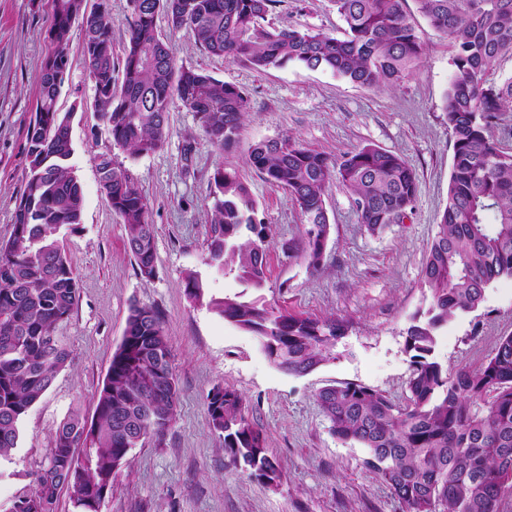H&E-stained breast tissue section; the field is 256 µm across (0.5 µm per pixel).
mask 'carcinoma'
<instances>
[{
	"mask_svg": "<svg viewBox=\"0 0 512 512\" xmlns=\"http://www.w3.org/2000/svg\"><path fill=\"white\" fill-rule=\"evenodd\" d=\"M280 0H140L129 14L121 57L114 56L109 12L86 9L85 0H53L34 124L27 134L28 175L11 237L0 243V458L18 447L19 424L65 367L67 349L49 343L72 313L78 283L58 243L60 228L81 223L84 199L69 166L73 154L70 114L57 107L69 63L73 17L83 19V55L99 113L112 142L131 158L160 149L174 101L198 118L203 137L222 150L237 143L248 112L247 94L192 67L177 65L156 31L165 12L208 53L256 69L299 63L329 71L365 88L391 87L412 74L425 49L410 22L408 0H332L345 22L344 37L314 30L273 27L267 15ZM417 12L447 34L454 66L444 96L452 142L448 200L429 245L422 288L425 320L410 326L405 349L411 374L404 402L366 386L341 383L316 393L330 431L343 443L366 449L364 466L386 484L403 512H500L512 495V334L499 338L477 367L448 373L434 358L437 330L448 319L479 308L491 281L512 278V149L494 139L502 113L512 110V76L499 82L490 70L512 56V0H414ZM100 185L125 228L138 274L156 269L150 207L123 163L96 157ZM248 162L264 179L290 194L302 215L300 236L288 240V256L318 269L331 225L324 192L337 181L353 197L359 223L379 233L407 217L418 191L412 167L401 155L365 146L341 158L290 140L249 148ZM214 203L205 264L235 279L251 295L214 302L224 319L259 338L277 369L304 375L336 360L344 326L288 312L266 302L269 226L238 171L218 167L210 178ZM190 298L208 284L190 271ZM178 389L172 350L161 314L135 306L112 355L95 416L74 411L56 431L37 491L11 512H55L68 486L77 512H98L129 451L160 437L176 418ZM210 428L224 454L249 476L278 485L279 462L262 431L244 410L241 395L217 387L208 395ZM85 453L87 461L71 468Z\"/></svg>",
	"mask_w": 512,
	"mask_h": 512,
	"instance_id": "cac0c4a2",
	"label": "carcinoma"
}]
</instances>
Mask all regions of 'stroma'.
Instances as JSON below:
<instances>
[{
	"mask_svg": "<svg viewBox=\"0 0 512 512\" xmlns=\"http://www.w3.org/2000/svg\"><path fill=\"white\" fill-rule=\"evenodd\" d=\"M50 14L51 0H0V241L11 234L25 186L28 128L41 67L53 50ZM267 20L343 35L331 0H279ZM411 21L425 48L423 61L398 85L377 90L292 63L257 70L228 62L173 31L166 15L158 14L157 30L177 63L243 88L249 108L237 144L220 151L205 141L194 113L172 105L164 146L135 159L113 144L94 110L82 36L73 31L58 97L59 110L73 114L69 164L84 198L81 224L58 234L78 281V302L56 331L70 357L21 422L11 458L0 460V512H10L19 497L35 491L33 475L46 464L61 420L74 410L93 418L135 306L163 316L180 406L162 439H146L129 451L101 512H402L388 487L363 466L365 449L330 433L315 394L338 383L363 384L397 401L407 394L405 335L428 307L422 268L447 202L453 155L444 111L453 48L420 14ZM283 139L332 157L368 145L400 154L418 178L412 213L371 233L358 223L349 191L330 183L324 199L331 233L322 267L315 271L303 259L288 257L281 245L298 235L302 215L286 190L265 181L248 162L251 145ZM105 152L129 168L149 201L157 255L152 278L138 275L124 226L101 190L95 158ZM220 166L239 172L270 227L265 299L345 325L335 360L309 374L279 371L256 336L212 306L242 289L233 276L204 263L213 206L209 179ZM190 271L209 282L202 300L185 290ZM510 333L512 279L500 278L487 285L477 311L439 329L435 356L452 372L474 367ZM218 386L242 395L247 415L280 463L278 487L248 477L225 456L207 413V396Z\"/></svg>",
	"mask_w": 512,
	"mask_h": 512,
	"instance_id": "obj_1",
	"label": "stroma"
}]
</instances>
